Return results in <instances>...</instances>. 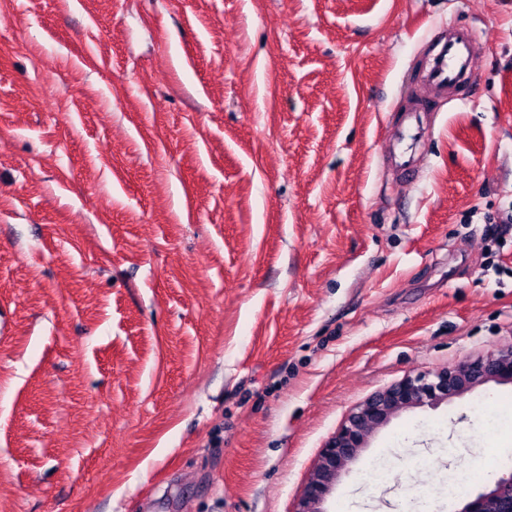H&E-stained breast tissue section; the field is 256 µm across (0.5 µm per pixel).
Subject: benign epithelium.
<instances>
[{
  "instance_id": "benign-epithelium-1",
  "label": "benign epithelium",
  "mask_w": 512,
  "mask_h": 512,
  "mask_svg": "<svg viewBox=\"0 0 512 512\" xmlns=\"http://www.w3.org/2000/svg\"><path fill=\"white\" fill-rule=\"evenodd\" d=\"M488 381L512 383V347L430 375L407 377L367 397L324 445L293 512H326L323 504L342 471L365 447L369 433L395 413L435 404ZM460 512H512V469L501 473L491 487L466 502Z\"/></svg>"
}]
</instances>
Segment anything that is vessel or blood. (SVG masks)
<instances>
[{
	"label": "vessel or blood",
	"instance_id": "1",
	"mask_svg": "<svg viewBox=\"0 0 512 512\" xmlns=\"http://www.w3.org/2000/svg\"><path fill=\"white\" fill-rule=\"evenodd\" d=\"M478 54L474 32L449 28L447 36L434 42L421 67L420 82L426 94L406 110L395 134L389 138L388 161L401 180L420 178L417 145L424 130V116L432 98L452 95L476 80L474 60Z\"/></svg>",
	"mask_w": 512,
	"mask_h": 512
}]
</instances>
